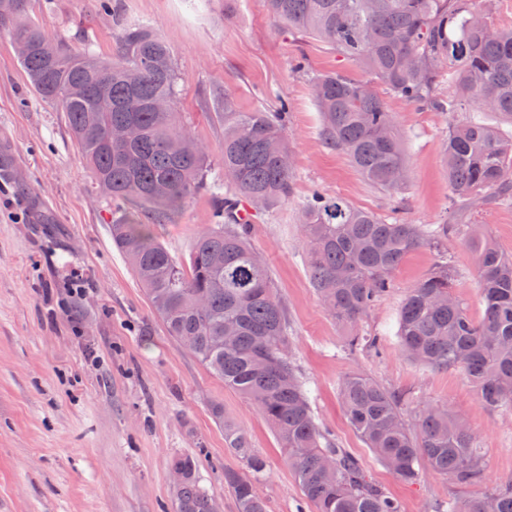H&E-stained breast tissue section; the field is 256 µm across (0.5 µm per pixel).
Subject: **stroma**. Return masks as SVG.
<instances>
[{
    "label": "stroma",
    "instance_id": "1",
    "mask_svg": "<svg viewBox=\"0 0 512 512\" xmlns=\"http://www.w3.org/2000/svg\"><path fill=\"white\" fill-rule=\"evenodd\" d=\"M29 14L51 37L102 59L111 58L121 24L149 25L173 51L180 125L203 146L212 182L224 179V127L211 116L219 95L230 94L242 112H272L278 97L287 98L292 194L252 206L250 243L286 308L294 359L319 422L363 461L402 512H433L469 492L430 472L405 483L375 458L341 407L340 382L350 372L404 393L412 405L448 406L475 435L487 478L512 480V413L486 408L462 372L432 371L399 345L400 305L435 268L436 251L419 248L397 266L389 292L358 324L378 345L354 352L319 301L305 261L301 205L316 190L410 224L460 222L444 163L448 113L387 96L396 129L413 141L410 178L389 194L324 144L311 95L315 74L340 70L361 79L364 71L329 46L289 33L260 0H237L231 9L224 0H121L117 17L99 0H30ZM4 146L14 167L0 177V512H174L169 460L177 454L197 456L202 486L222 500L223 512H237L224 472L244 466L212 418L216 404L266 461L256 486L268 512H311L253 405L164 334L112 243L116 204L95 183L63 113L30 90L15 47L0 32ZM214 209L212 197L201 193L157 235L173 255H186ZM475 220L477 231L512 254V206H481ZM445 247L453 291L479 317L478 270L464 235ZM75 274L83 280L77 295L69 288Z\"/></svg>",
    "mask_w": 512,
    "mask_h": 512
}]
</instances>
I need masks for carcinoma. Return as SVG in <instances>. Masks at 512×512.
Instances as JSON below:
<instances>
[{"label": "carcinoma", "instance_id": "obj_1", "mask_svg": "<svg viewBox=\"0 0 512 512\" xmlns=\"http://www.w3.org/2000/svg\"><path fill=\"white\" fill-rule=\"evenodd\" d=\"M491 0H261L265 12L302 38L322 42L358 64L392 95L440 112H461L448 127L445 160L453 203H512V138L486 124L494 112L512 125V24L492 20ZM0 31L28 46L18 62L31 90L63 112L100 189L124 208L111 224L112 242L165 332L209 371L253 403L288 456V466L312 512H401L372 482L362 461L335 443L316 420L307 381L291 361L288 317L267 267L249 242L250 225L233 221L221 183H208L203 148L178 127L180 74L170 46L147 26L122 25L112 59L104 62L51 38L28 15V0L0 13ZM448 82L455 93L439 96ZM315 106L325 144L348 156L384 191H398L409 174L406 149L384 99L370 82L341 71L315 77ZM104 95L112 106L103 110ZM168 101L160 111L156 102ZM288 101L268 112H239L224 96V175L236 199L263 204L287 200L293 163L285 130ZM133 126L139 136L116 142L110 133ZM201 191L215 214L196 237L189 259L172 255L155 233ZM151 215L144 224L138 214ZM305 260L319 300L340 323L355 327L390 288V276L409 252L437 250L433 272L412 288L398 317L400 345L415 362L458 370L484 405L512 410V256L490 238L468 240L479 273L483 314L474 320L453 294L452 266L443 245L458 224H406L357 208L341 196L315 191L302 208ZM344 413L375 457L396 477L416 483L420 462L463 488L435 512H512V481L486 480L469 427L448 407L410 405L405 395L354 372L340 387ZM224 439L248 475L224 473L237 512H268L256 489L265 470L246 434L224 420ZM182 472L175 512H215L217 499L201 485L199 461L179 455Z\"/></svg>", "mask_w": 512, "mask_h": 512}]
</instances>
